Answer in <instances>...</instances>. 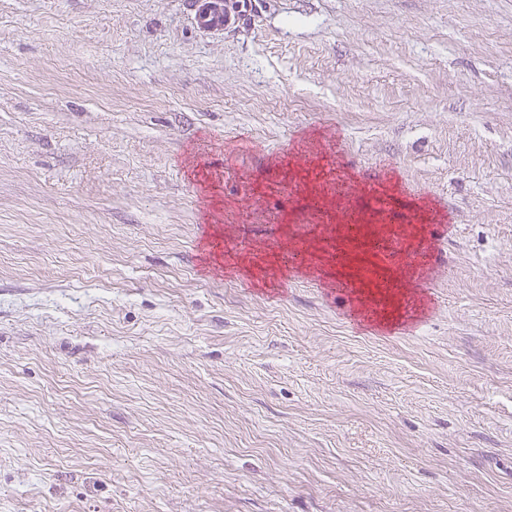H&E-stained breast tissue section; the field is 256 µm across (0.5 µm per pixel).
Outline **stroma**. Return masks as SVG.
I'll return each mask as SVG.
<instances>
[{
	"label": "stroma",
	"instance_id": "obj_1",
	"mask_svg": "<svg viewBox=\"0 0 512 512\" xmlns=\"http://www.w3.org/2000/svg\"><path fill=\"white\" fill-rule=\"evenodd\" d=\"M184 2L0 0V512H512V0ZM374 178L447 208L402 335ZM230 7L227 0H193L191 23L203 34H219L236 28L248 10L250 0H238Z\"/></svg>",
	"mask_w": 512,
	"mask_h": 512
}]
</instances>
